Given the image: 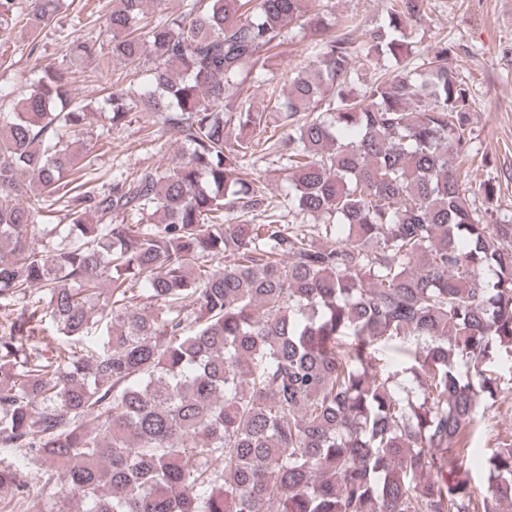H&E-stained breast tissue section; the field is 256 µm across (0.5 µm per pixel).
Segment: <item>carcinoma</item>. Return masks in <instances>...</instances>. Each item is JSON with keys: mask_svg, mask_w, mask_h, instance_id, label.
<instances>
[{"mask_svg": "<svg viewBox=\"0 0 512 512\" xmlns=\"http://www.w3.org/2000/svg\"><path fill=\"white\" fill-rule=\"evenodd\" d=\"M312 2L189 0L150 18L145 0H109L110 50L72 36L29 89L0 93V512L31 490L16 448L66 464L82 512L512 505V433L489 452L472 441L482 401L512 395L494 370L512 358V224L471 208L450 160L470 157L469 87L443 39L419 76L367 79L417 53L426 0H388L361 41L356 18L334 27ZM59 10L0 0V29L35 36ZM295 27L316 53L283 94L269 63ZM85 63L139 87L102 115L181 141L175 166L92 187ZM256 71L275 122L227 101ZM270 154L282 197L265 189ZM61 201L64 233L33 246Z\"/></svg>", "mask_w": 512, "mask_h": 512, "instance_id": "cac0c4a2", "label": "carcinoma"}]
</instances>
